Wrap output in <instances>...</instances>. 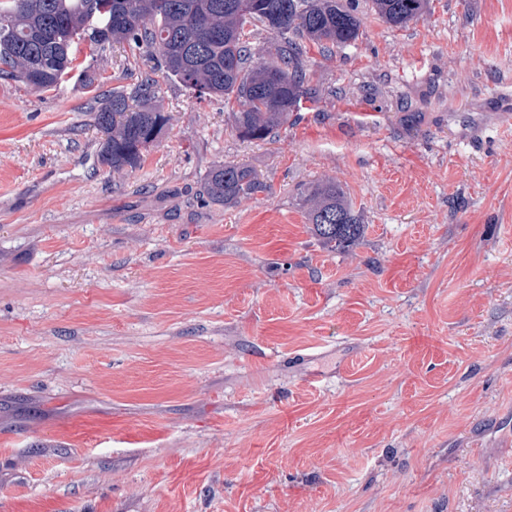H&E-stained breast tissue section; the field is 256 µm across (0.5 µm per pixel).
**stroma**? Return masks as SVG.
Here are the masks:
<instances>
[{"instance_id":"1","label":"stroma","mask_w":512,"mask_h":512,"mask_svg":"<svg viewBox=\"0 0 512 512\" xmlns=\"http://www.w3.org/2000/svg\"><path fill=\"white\" fill-rule=\"evenodd\" d=\"M358 13L266 140L117 44L92 94L0 77V512H512V0ZM147 74L170 123L112 172L95 98ZM428 0H371L372 9L386 24L402 28L422 15ZM260 187L253 172L244 166L220 165L207 175V195L218 202L235 201L247 197ZM306 219L319 244L330 251H345L364 236L365 226L343 194L336 180H328L311 188L305 195Z\"/></svg>"}]
</instances>
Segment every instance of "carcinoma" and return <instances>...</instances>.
<instances>
[{"label":"carcinoma","mask_w":512,"mask_h":512,"mask_svg":"<svg viewBox=\"0 0 512 512\" xmlns=\"http://www.w3.org/2000/svg\"><path fill=\"white\" fill-rule=\"evenodd\" d=\"M100 2L112 14V26L98 39L91 25ZM371 3L383 22L402 28L422 15L428 0ZM248 26L270 32L272 61L251 65ZM361 28L351 0H0V75L25 84L37 72L38 90L47 91L68 80L73 48L81 41L96 51L122 44L134 57L156 52L166 76L235 107L231 115L240 137L264 140L301 104L308 44L325 52L357 41ZM63 29L69 35L64 50L57 44ZM168 121L151 77L112 90L95 114L106 135L102 164L116 172L137 168ZM259 187L249 168L236 165L212 169L205 182L207 195L224 203ZM304 202L322 247L344 251L364 236L361 214L336 181L311 188Z\"/></svg>","instance_id":"carcinoma-1"}]
</instances>
